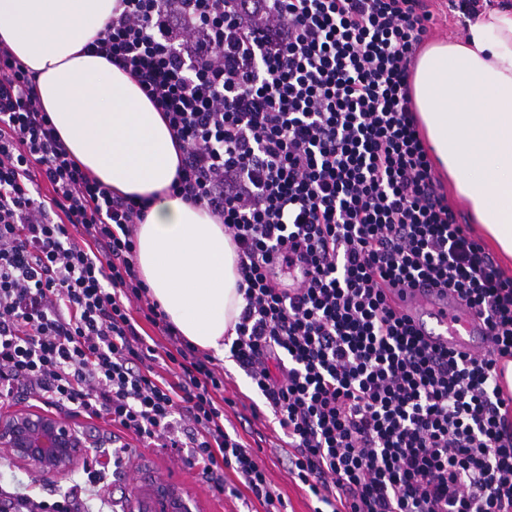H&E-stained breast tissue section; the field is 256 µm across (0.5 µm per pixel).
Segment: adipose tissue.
I'll return each instance as SVG.
<instances>
[{"instance_id": "adipose-tissue-1", "label": "adipose tissue", "mask_w": 512, "mask_h": 512, "mask_svg": "<svg viewBox=\"0 0 512 512\" xmlns=\"http://www.w3.org/2000/svg\"><path fill=\"white\" fill-rule=\"evenodd\" d=\"M115 0H0V42L37 90L73 158L113 191L148 197L136 265L149 297L191 344L224 354L243 298L234 245L203 209L170 196L168 125L129 75L85 50ZM466 35L418 57L411 95L426 140L489 243L512 258V0H488Z\"/></svg>"}]
</instances>
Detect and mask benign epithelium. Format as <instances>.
Returning <instances> with one entry per match:
<instances>
[{"label":"benign epithelium","instance_id":"benign-epithelium-1","mask_svg":"<svg viewBox=\"0 0 512 512\" xmlns=\"http://www.w3.org/2000/svg\"><path fill=\"white\" fill-rule=\"evenodd\" d=\"M95 445L72 423L44 411L19 409L0 415V455L43 478L71 473L91 456ZM130 507L139 512H192L188 499L170 483H156L148 490L146 500Z\"/></svg>","mask_w":512,"mask_h":512}]
</instances>
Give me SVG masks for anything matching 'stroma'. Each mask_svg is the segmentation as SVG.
Listing matches in <instances>:
<instances>
[{
	"label": "stroma",
	"instance_id": "1",
	"mask_svg": "<svg viewBox=\"0 0 512 512\" xmlns=\"http://www.w3.org/2000/svg\"><path fill=\"white\" fill-rule=\"evenodd\" d=\"M425 3L433 14L429 42L464 37V17L459 11L449 9L448 0H425ZM222 368L223 396L229 401L224 408L226 430L238 434L243 445L258 450L266 465L267 480L283 497L286 512H313L316 501L289 472L281 433L263 398L236 363H223ZM72 422L100 442L94 455L103 472L102 493L92 492L83 468H76L63 478L46 480L0 458V502L10 494L27 493L36 500L52 503L77 490L81 493V512H125L128 496L145 480L154 478L184 487L192 499L193 512H265L261 502L232 469L221 470L224 487L219 490L201 467L188 465L189 449L174 452L156 448L116 425L95 418L80 415L73 417ZM117 445L126 448L124 467L118 471L113 470L111 463L112 449Z\"/></svg>",
	"mask_w": 512,
	"mask_h": 512
}]
</instances>
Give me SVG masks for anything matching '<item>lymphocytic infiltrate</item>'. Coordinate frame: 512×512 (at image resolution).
I'll return each instance as SVG.
<instances>
[{
    "label": "lymphocytic infiltrate",
    "mask_w": 512,
    "mask_h": 512,
    "mask_svg": "<svg viewBox=\"0 0 512 512\" xmlns=\"http://www.w3.org/2000/svg\"><path fill=\"white\" fill-rule=\"evenodd\" d=\"M431 20L423 0H116L86 46L162 112L181 152L172 196L234 243L229 356L330 512H512V277L449 207L412 110ZM36 80L0 43V403L33 395L190 449L281 512L224 428L223 374L137 274L150 199L73 159ZM419 279L482 318L488 355L415 333L386 292Z\"/></svg>",
    "instance_id": "obj_1"
}]
</instances>
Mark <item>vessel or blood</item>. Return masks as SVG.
Returning <instances> with one entry per match:
<instances>
[{"label": "vessel or blood", "mask_w": 512, "mask_h": 512, "mask_svg": "<svg viewBox=\"0 0 512 512\" xmlns=\"http://www.w3.org/2000/svg\"><path fill=\"white\" fill-rule=\"evenodd\" d=\"M393 303L431 345L479 355L490 347L482 319L454 293L420 281L394 290Z\"/></svg>", "instance_id": "vessel-or-blood-1"}]
</instances>
